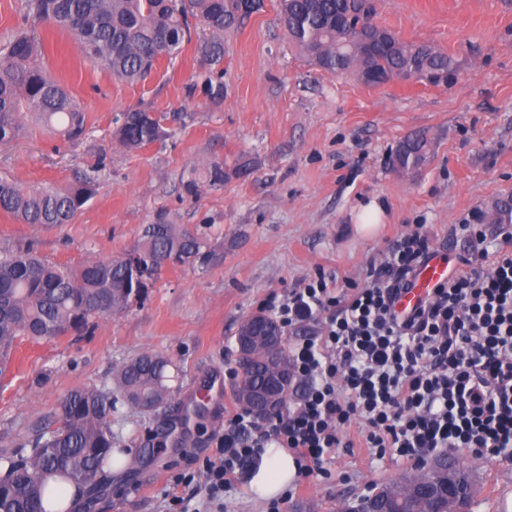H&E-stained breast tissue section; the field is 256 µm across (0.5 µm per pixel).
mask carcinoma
<instances>
[{"mask_svg": "<svg viewBox=\"0 0 512 512\" xmlns=\"http://www.w3.org/2000/svg\"><path fill=\"white\" fill-rule=\"evenodd\" d=\"M25 15L68 31L89 61L118 79L140 82L162 62L174 63L190 34V20L205 31L199 43V70L188 86L218 100L224 95V32L252 14L240 0H25ZM279 24L309 62L330 73L356 72L383 84L408 75L417 80L455 78L450 57L426 43H409L376 25L367 0H280ZM41 42L16 34L0 48V146L26 133L22 122L31 112L56 128L67 141L80 139L87 112L50 73L38 64ZM164 136L162 117L142 110L127 112L115 138L128 150ZM428 139L414 134L397 147L399 171L412 173L426 162ZM98 170L85 172L66 188L30 189L0 179V211L23 224L52 228L69 224L92 197ZM224 185V165L203 175L191 172L184 182L196 198L202 184ZM203 239L180 231L164 213L143 226L138 244L118 259L99 260L73 270L50 264L32 249H0V380L9 369L11 350L20 337L39 341L87 329L93 319L124 311L142 297L169 265H192L204 258ZM168 362L142 354L114 374V387L70 392L56 413L58 426L0 452V512H47L48 478L92 497L108 485L106 470L133 453L120 448L112 434L117 405L154 412L168 396ZM264 374V353L253 349L252 369L235 385L244 394ZM416 478L396 481L402 501L395 512H444L442 503L424 502L414 494Z\"/></svg>", "mask_w": 512, "mask_h": 512, "instance_id": "obj_1", "label": "carcinoma"}]
</instances>
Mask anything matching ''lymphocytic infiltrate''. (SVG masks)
Wrapping results in <instances>:
<instances>
[{"instance_id": "f902f5d3", "label": "lymphocytic infiltrate", "mask_w": 512, "mask_h": 512, "mask_svg": "<svg viewBox=\"0 0 512 512\" xmlns=\"http://www.w3.org/2000/svg\"><path fill=\"white\" fill-rule=\"evenodd\" d=\"M414 310L397 309L429 237L415 230L392 240L371 262L364 284L318 271L270 304L282 326L314 323L289 350L301 386L297 407L265 421L238 409L207 462L205 482L185 477L194 494L223 502L236 472L275 445L291 451L300 476L323 473L352 422L367 447L407 460L421 451L466 448L493 458L512 447V250L485 247Z\"/></svg>"}]
</instances>
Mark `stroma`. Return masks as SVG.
Masks as SVG:
<instances>
[{"label":"stroma","instance_id":"1","mask_svg":"<svg viewBox=\"0 0 512 512\" xmlns=\"http://www.w3.org/2000/svg\"><path fill=\"white\" fill-rule=\"evenodd\" d=\"M279 0H264L224 34V96H187L198 68L196 43L173 65L129 83L94 67L66 31L27 20L24 0H0V43L18 31L44 44L43 67L83 104L85 135L74 143L33 129L0 147V177L28 187L65 186L99 167L95 195L72 223L45 229L0 211V245L34 246L46 260L79 268L122 257L142 225L160 213L203 237L207 258L167 267L146 297L82 333L19 339L0 383V451L55 427V412L75 389L113 382L114 369L144 353L169 359L170 393L152 413L118 407L112 433L130 448L128 463L85 512H168L178 475L203 478V463L237 403L235 336L271 292L313 274L364 282L367 265L389 241L424 225L434 252L460 259L468 234L451 225L497 203L512 207V0H371L375 20L405 41L450 56L448 84L413 80L369 86L307 62L277 22ZM163 116L162 140L136 150L113 136L123 113ZM424 134L430 158L404 175L398 144ZM224 166V184L190 198L191 171ZM380 202L386 218L373 235L358 214ZM202 418H189L196 404ZM360 424L348 448L327 461L330 477H299L283 512H338L412 465L362 447ZM476 490L470 512H500L512 488V450L470 459Z\"/></svg>","mask_w":512,"mask_h":512}]
</instances>
